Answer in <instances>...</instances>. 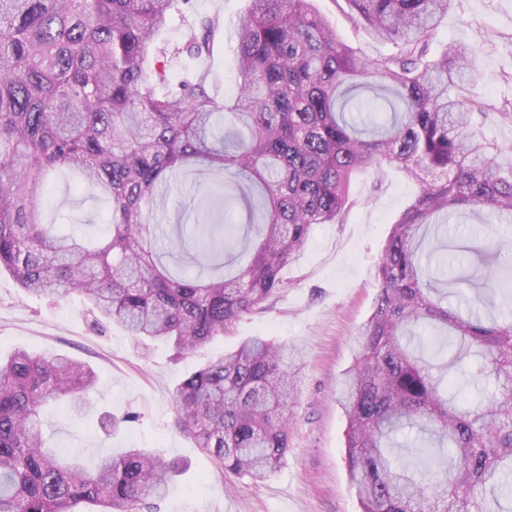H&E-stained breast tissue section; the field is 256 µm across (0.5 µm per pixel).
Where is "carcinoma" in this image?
<instances>
[{
  "label": "carcinoma",
  "mask_w": 512,
  "mask_h": 512,
  "mask_svg": "<svg viewBox=\"0 0 512 512\" xmlns=\"http://www.w3.org/2000/svg\"><path fill=\"white\" fill-rule=\"evenodd\" d=\"M367 37L395 45L370 58L341 41L314 0H248L233 32L237 93L218 101L208 75L172 85L165 58L209 51L216 21L157 45L178 0H0V271L24 292L80 294L140 340L190 352L286 288L282 271L317 224H341L356 174L384 164L419 185L393 222L379 293L359 331L339 403L346 464L361 512H512V324L442 304L445 286L512 293L496 264V225L512 223V146L471 132L493 106L472 93V51H431L459 0H344ZM458 91L454 99L448 87ZM77 171L112 205V235L78 239L39 219L49 174ZM224 174L247 222L224 219L205 192L196 253L157 248L166 189L189 169ZM432 177L426 181L425 177ZM486 211L479 281L424 277L426 236L455 215ZM247 263L225 275L224 254ZM211 261V274L190 264ZM455 340L451 359L411 347L415 328ZM299 351L253 336L186 376L174 425L224 473L261 481L290 448L288 406ZM500 386L470 406L448 395V369L469 356ZM98 379L63 355L17 349L0 359V512H152L178 466L130 448L92 467L48 446L41 414H81ZM406 425L438 451L413 470L393 454ZM490 491L486 510L475 492Z\"/></svg>",
  "instance_id": "carcinoma-1"
}]
</instances>
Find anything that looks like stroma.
I'll return each mask as SVG.
<instances>
[{"mask_svg": "<svg viewBox=\"0 0 512 512\" xmlns=\"http://www.w3.org/2000/svg\"><path fill=\"white\" fill-rule=\"evenodd\" d=\"M246 0H194L184 17H173L161 42L179 43L184 31L219 18L210 51L188 53L168 65L172 80L206 70L222 98L236 92L233 23ZM346 43L376 58L392 46L358 32L340 0H314ZM453 42L473 51L475 90L500 104L512 102V0H461L440 24L433 50ZM416 187L386 167L351 183L353 206L341 224H319L282 275L288 286L245 315L231 334L182 355L172 345L143 347L111 322L89 311L79 294L50 300L24 294L0 272V356L24 348L61 353L87 362L98 375L93 407L74 416L48 408L50 446L84 462L129 448L157 449L180 466L156 512H360L345 461V415L337 402L343 372L354 356L355 337L378 293L377 267L391 223L411 203ZM43 222L69 225L85 239L103 235L111 206L95 189L78 185L64 168L54 172L40 210ZM265 336L301 349L299 395L290 415L291 449L268 479L225 475L213 460L175 429L171 394L188 374L245 339ZM120 418L104 432L100 417Z\"/></svg>", "mask_w": 512, "mask_h": 512, "instance_id": "stroma-1", "label": "stroma"}]
</instances>
